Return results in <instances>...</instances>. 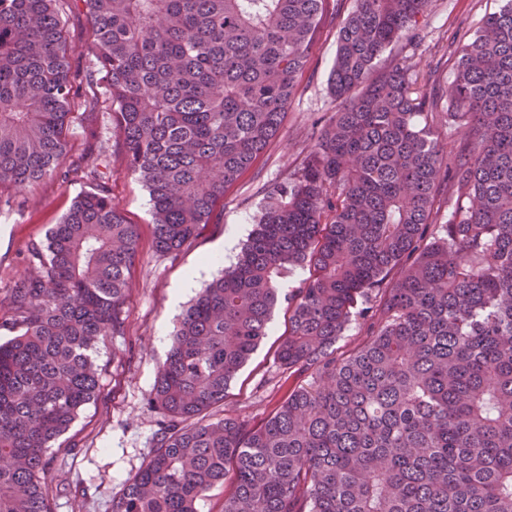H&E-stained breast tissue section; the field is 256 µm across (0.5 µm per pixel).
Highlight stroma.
I'll list each match as a JSON object with an SVG mask.
<instances>
[{
  "label": "stroma",
  "mask_w": 512,
  "mask_h": 512,
  "mask_svg": "<svg viewBox=\"0 0 512 512\" xmlns=\"http://www.w3.org/2000/svg\"><path fill=\"white\" fill-rule=\"evenodd\" d=\"M355 4L356 0H328L280 129L253 165L225 188L224 202L210 223L173 258L156 250L148 192L123 159L119 131L112 121V91L88 49L91 33L85 10L78 0H65L62 27L77 87L69 106L66 174L45 177L22 189L0 188V294L29 273L28 243L44 239L74 199L99 182H107L126 221L137 225L140 244L130 275L126 333L100 343L99 396L79 412L62 436L61 448L48 460L53 512H112L113 500L146 462L158 420L146 399L183 309L220 269L237 261L255 227L266 189L301 170L315 132L334 112L328 77L338 30ZM501 5V0H429L415 37L394 41L377 62L380 72L404 61L411 64L413 81L434 99L425 119L437 127L447 153H456L464 138L463 129L448 127L445 91L456 73L455 49ZM219 247L224 250L220 259L203 264V257ZM191 270L196 273L192 287L180 307H172L173 287ZM288 326V303L283 300L275 309L268 336L228 388L225 414L259 423L296 385V378L276 360Z\"/></svg>",
  "instance_id": "obj_1"
}]
</instances>
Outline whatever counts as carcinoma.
<instances>
[{
    "label": "carcinoma",
    "mask_w": 512,
    "mask_h": 512,
    "mask_svg": "<svg viewBox=\"0 0 512 512\" xmlns=\"http://www.w3.org/2000/svg\"><path fill=\"white\" fill-rule=\"evenodd\" d=\"M61 0H0V187L57 174L74 92ZM157 250L177 254L280 128L327 0H81ZM428 0H357L336 112L267 190L235 264L185 311L147 403L154 448L112 512H512V0L458 50L444 152L408 68L375 71ZM455 196L436 207L439 187ZM138 228L103 184L77 197L0 298V512H53L47 456L122 336ZM285 297L300 382L259 424L213 410ZM372 320L347 355L336 341Z\"/></svg>",
    "instance_id": "carcinoma-1"
}]
</instances>
